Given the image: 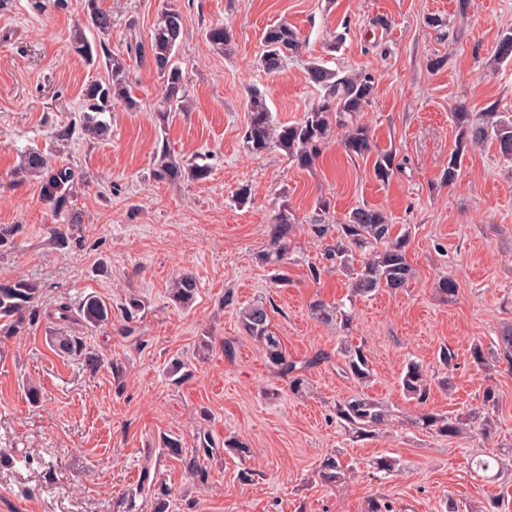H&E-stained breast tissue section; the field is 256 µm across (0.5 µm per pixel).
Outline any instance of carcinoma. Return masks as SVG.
Listing matches in <instances>:
<instances>
[{"label": "carcinoma", "mask_w": 512, "mask_h": 512, "mask_svg": "<svg viewBox=\"0 0 512 512\" xmlns=\"http://www.w3.org/2000/svg\"><path fill=\"white\" fill-rule=\"evenodd\" d=\"M88 22L98 30L102 39L91 44L81 28L73 29L71 39L75 51L89 61L105 66L108 78L87 85L83 90V107L79 127L82 134L95 140H104L110 133L109 123L102 115L112 111L119 102L127 109L137 108V102L129 90L130 64L127 60L150 62L157 78L164 88V96L154 112V121L164 128L176 113L185 111L187 84L178 49L183 35V15L180 10L165 0L157 12L150 40L143 42L130 37L127 42L128 59L112 56L105 36L109 35L111 17L98 8L97 0H85ZM210 42L225 51L233 43L232 29L216 26L209 30ZM305 43L296 30L286 22L268 26L262 34L260 66L268 71L279 70L293 55L301 53ZM496 60L502 62L512 57V32L502 34L495 51ZM308 80L324 90L322 101L304 113L296 123L288 126L277 124L270 111L266 96L258 89L249 93L247 121L243 129V142L248 151L263 153L277 148L284 152L286 160L300 168L308 169L322 153L323 145L330 135L332 125L345 129L341 144L352 157L374 156L375 177L385 183L390 181L399 164L390 151L373 153L369 129L356 122V118L370 102L374 84L366 74H351L343 70H332L323 61L315 59L307 66ZM455 126L454 149L448 157V166L442 179L453 184L461 171L465 156L475 147L491 142L498 146L503 159L512 161V114L499 112L490 105L480 112H470L463 105L452 113ZM21 169L41 176V193L53 212L62 211L74 195L79 174L67 165H59L39 149H31L24 155ZM189 173L197 180L209 175V166L196 161L185 165L176 159L167 147H162L154 159L153 176L160 181L177 183L183 173ZM297 218L283 201L272 217V233L269 248L262 251L260 260L274 272V282L285 286L290 281L291 244ZM313 234L319 239H328L322 262L323 267L336 269L349 278V301L369 298L380 291H397L407 286L412 277V267L407 260L409 236L393 232V224L381 210L368 206L353 209L340 224H314ZM73 237V223L58 224L52 230L51 242L63 250L70 245ZM197 282L189 273L174 279L170 288L172 300L183 306H190L196 298ZM40 288L31 280L23 278L0 279V322L6 329L5 335L12 336L35 320ZM144 310L143 301L136 295L126 298L122 314L129 322L139 318ZM312 315L326 324H335L342 331L350 330L353 311L331 306L322 300L311 304ZM50 322L80 323L95 328L112 318V308L102 300L91 296L86 299L78 312H73L68 302H60L46 313ZM241 328L261 349L268 366L288 379V389L295 395L310 391V380L306 371L328 359L322 352L304 361L293 360L283 348L281 339L271 326L263 302L255 301L239 311ZM52 343L62 355L86 354L87 361L95 365L99 356L86 350L83 337L67 333H55ZM457 354L445 345L438 353L441 372H429L416 360L406 362L399 378L402 392L419 404L427 403L432 385L443 390L452 388V372L456 366ZM471 362L486 373H491L497 364L507 363L512 367V328L497 337L495 347L486 348L476 343L470 350ZM336 361L342 375L360 385L370 382L372 364L365 345H354L340 338L336 347ZM499 397L493 386L483 393L480 408L456 416H445L432 411H421L414 423L421 428L445 438H457L471 434L474 438L488 440L495 430ZM336 422L349 436L365 439L376 435L389 424L391 410L381 401L364 394H354L336 402ZM166 454L183 463L185 471L198 483L207 480L208 473L200 464V457L213 455L208 440H203L191 455L183 452L182 441L177 437L163 440ZM476 470L486 474L494 468H502L501 459L492 451H486L475 461ZM344 469L338 455L325 456L320 464L319 477L328 485H336L343 478Z\"/></svg>", "instance_id": "1"}]
</instances>
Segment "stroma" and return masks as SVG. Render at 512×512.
I'll list each match as a JSON object with an SVG mask.
<instances>
[{"label": "stroma", "mask_w": 512, "mask_h": 512, "mask_svg": "<svg viewBox=\"0 0 512 512\" xmlns=\"http://www.w3.org/2000/svg\"><path fill=\"white\" fill-rule=\"evenodd\" d=\"M184 17L179 57L190 102L169 128L152 122L164 89L148 64H132L131 92L139 109L115 105L106 119L111 135L59 140L55 132L77 119L85 85L106 77L74 52L69 34L87 22L84 0L62 10L37 11L32 0H0V225L14 235L0 247V277L25 278L41 290L40 310L58 300L79 306L94 295L113 308L111 321L77 327L101 358L97 368L58 356L46 318L17 336H0V512H113L139 488L146 454L171 491L170 512H482L499 499L512 512V369L500 364L486 377L469 360L472 343L490 344L512 328V164L495 145L467 154L456 184L441 175L454 147L451 114L458 104L476 112L497 104L512 113V59L498 62L499 36L512 30V0H174ZM159 0H98L110 14L108 46L126 56L130 35L148 39ZM442 27L428 25L430 17ZM387 19L379 26L377 18ZM287 21L306 47L273 73L257 64L263 30ZM230 26L231 52L214 50L210 28ZM340 36L336 51L327 43ZM367 73L372 99L359 120L371 127L378 150H392L400 167L386 183L372 160L345 155L343 129L334 128L315 165L301 169L281 152L252 154L243 145L246 94L257 86L277 123L289 125L316 104L322 90L305 65ZM443 58L440 69L430 59ZM176 157L204 155L210 175L175 184L155 180L157 150ZM31 148L70 164L83 179L70 204L53 213L41 179L17 173ZM250 185L249 202L233 193ZM330 203L327 213L318 199ZM288 202L299 220L293 239L291 280L272 282L259 254L270 240V218ZM384 211L408 231L407 288L357 300L353 341H365L374 376L360 385L335 363L308 373L311 394L289 392L242 332L238 311L264 299L273 328L296 360L316 350L335 351L339 330L316 321L315 299L347 300V278L312 277L324 243L310 230L315 219L337 224L354 208ZM79 224L67 249L48 241L55 225ZM191 272L198 294L191 307L169 298L172 279ZM452 275L454 297L437 291ZM135 294L145 303L126 323L120 305ZM232 304H225V295ZM209 337V351L198 342ZM235 355H224L225 341ZM458 354L450 391L432 389L426 405L406 398L398 376L406 360L432 364L441 346ZM187 363L174 381L170 364ZM123 372L113 376L112 362ZM39 384L40 403H29L27 383ZM499 395L496 440L506 468L493 482L470 469L478 440H446L411 425L421 410L453 415L478 407L486 386ZM390 404L388 432L356 442L336 423L337 400L357 392ZM209 435L214 453L205 484L194 483L181 461L163 455L162 436H179L185 449ZM248 443L249 457L225 441ZM339 455L345 483L321 482L322 458ZM398 458L400 473L383 475L370 462ZM252 472L243 481L241 472Z\"/></svg>", "instance_id": "stroma-1"}]
</instances>
